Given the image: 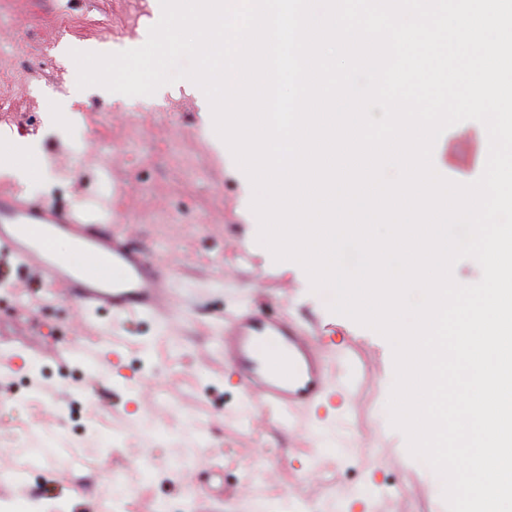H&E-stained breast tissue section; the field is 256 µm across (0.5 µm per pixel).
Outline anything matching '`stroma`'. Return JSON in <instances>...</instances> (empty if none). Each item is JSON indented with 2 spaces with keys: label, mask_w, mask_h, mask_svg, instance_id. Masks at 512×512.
Segmentation results:
<instances>
[{
  "label": "stroma",
  "mask_w": 512,
  "mask_h": 512,
  "mask_svg": "<svg viewBox=\"0 0 512 512\" xmlns=\"http://www.w3.org/2000/svg\"><path fill=\"white\" fill-rule=\"evenodd\" d=\"M154 0H0V145L39 143L46 174L0 191L76 207L92 223L120 215L136 244L176 274L170 340L156 318L82 314L37 294L33 274L0 278V512H100L121 475L122 512H161L192 499L195 512H448L425 463L412 457L387 407L394 359L374 330L332 313L295 264L275 262L245 220L243 177L217 150L211 114L186 80L157 95L84 88L54 119L78 73L73 52L137 47ZM313 326L337 381L350 385L325 414L255 415L228 378L219 338L247 308ZM121 372L74 347L111 348ZM99 461L72 478L58 449ZM35 450V471L14 475ZM151 459L140 481L133 462Z\"/></svg>",
  "instance_id": "1"
}]
</instances>
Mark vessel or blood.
Wrapping results in <instances>:
<instances>
[{
    "instance_id": "vessel-or-blood-1",
    "label": "vessel or blood",
    "mask_w": 512,
    "mask_h": 512,
    "mask_svg": "<svg viewBox=\"0 0 512 512\" xmlns=\"http://www.w3.org/2000/svg\"><path fill=\"white\" fill-rule=\"evenodd\" d=\"M69 240L70 254L55 249ZM0 251L82 309L134 315L162 311L174 280L154 255L135 245L121 222L94 224L82 213L0 193ZM224 360L257 411L284 417L335 398L328 364L314 336L284 315L246 310L224 326Z\"/></svg>"
}]
</instances>
